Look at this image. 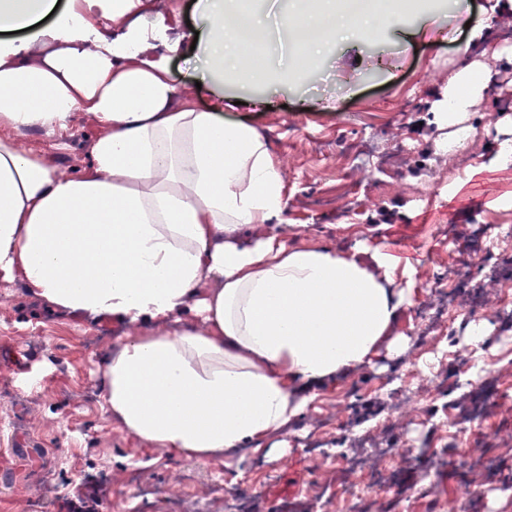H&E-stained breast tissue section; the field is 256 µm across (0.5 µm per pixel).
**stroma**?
<instances>
[{"label": "stroma", "mask_w": 512, "mask_h": 512, "mask_svg": "<svg viewBox=\"0 0 512 512\" xmlns=\"http://www.w3.org/2000/svg\"><path fill=\"white\" fill-rule=\"evenodd\" d=\"M431 10L444 38L435 43L411 41L404 30L421 23L422 11L400 18L378 40L350 49L336 44L313 66L291 81L252 85L224 82L227 95H257L264 106L225 113L228 122L255 127L268 141L288 193L287 223L311 225L306 235L292 237L295 245L330 243L349 249L357 243L390 251L422 273L447 271L451 263H466L462 249H449L438 231L457 224L468 232L471 224H512V167L488 170L484 164L498 148L496 124L512 120V82L501 84L503 66H512V39L504 24H512V0H441ZM153 14L164 16L173 37L187 51L169 63L172 81L191 92L205 77V51L195 45L196 29L206 18L204 0H151ZM492 11L489 35L482 45L468 43L461 14ZM489 70L488 87L472 107L468 119L481 124L472 145L470 163L477 174L455 196L430 193L434 176L444 166L428 161L420 173L412 168L433 150L432 108L443 87L472 61ZM99 127L84 112L72 114V135L66 147L56 137L35 129L11 134L25 149L46 156L58 172L77 174L89 163V148ZM372 141L377 155L360 169H351L339 147L343 141ZM411 145L412 153L391 163L379 156L395 142ZM359 206L364 222L379 234H363L361 224L346 225L340 210ZM481 314L490 319V342L472 349L483 371L497 374L501 389L490 397L476 434L502 452L493 472L474 468V444H459L447 461L439 463L436 492L459 497L463 487L455 472L470 471L484 484L482 496L471 498L468 512H512V343L492 316L501 302L505 283L484 278ZM414 307L406 311L395 335L405 337L397 354L381 351L372 364L320 384L318 397L294 424L310 428L345 400L350 389L366 394L364 412H372L373 398L388 375L408 369L427 375L437 361L433 347L423 346L414 329L415 307L432 295L423 281L412 287ZM110 323H86L35 301L21 279H0V512H27L32 501L45 512H135L137 501L126 486V471L137 468L145 485L161 498L155 512H224V495L243 486L256 497L247 512H267L269 503L305 499L334 468L332 460L310 457L294 447L291 433L273 436L266 450L234 453L199 463L145 447L111 423L101 409L97 364L114 338ZM223 477L215 491L213 480ZM423 465H405L398 486L383 494L384 512H429L430 498Z\"/></svg>", "instance_id": "obj_1"}]
</instances>
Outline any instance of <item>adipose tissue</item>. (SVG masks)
I'll use <instances>...</instances> for the list:
<instances>
[{"label": "adipose tissue", "instance_id": "obj_1", "mask_svg": "<svg viewBox=\"0 0 512 512\" xmlns=\"http://www.w3.org/2000/svg\"><path fill=\"white\" fill-rule=\"evenodd\" d=\"M116 21L113 37L80 13L43 30L37 51L0 41V129L35 127L66 140L79 107L99 126L81 173L0 139V271L54 309L124 326L102 366V409L149 448L210 462L261 447L315 399L314 385L401 351L392 329L412 304L399 278L413 265L361 247L295 246L276 225L288 194L266 139L224 122L233 98L198 109L162 61L164 18L144 0H87ZM56 0H0V31L33 26ZM198 40L218 76L277 79L257 62L260 13L206 0ZM278 30L301 62L332 43L370 40L386 14L339 17L292 0ZM461 69L434 107L460 126L485 84Z\"/></svg>", "mask_w": 512, "mask_h": 512}]
</instances>
